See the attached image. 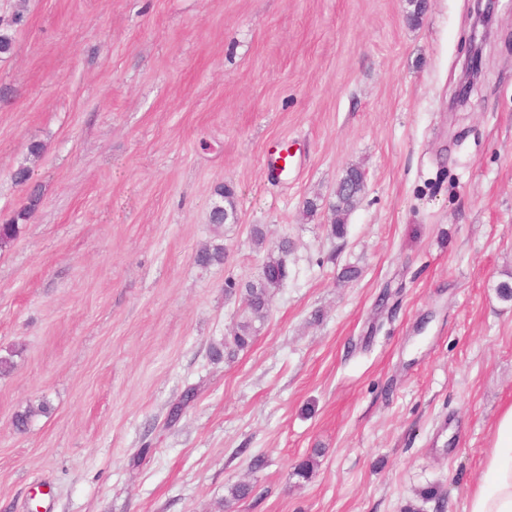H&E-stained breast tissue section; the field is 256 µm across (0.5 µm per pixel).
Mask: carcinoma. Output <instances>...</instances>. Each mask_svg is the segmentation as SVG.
I'll list each match as a JSON object with an SVG mask.
<instances>
[{"mask_svg":"<svg viewBox=\"0 0 512 512\" xmlns=\"http://www.w3.org/2000/svg\"><path fill=\"white\" fill-rule=\"evenodd\" d=\"M363 190V172L354 166L348 168L338 182L336 200L331 205L333 215L331 233L336 238L345 237L347 216L355 208ZM216 194L220 197V201L214 203L212 207L210 223L219 228L225 224L227 211L235 209V194L234 191L224 186L219 187ZM36 203L37 200H30L29 204L20 209L12 218L0 224V251L8 248L18 238L22 222L30 217ZM251 237L254 244L266 252L258 280L242 288L244 305L251 313V317L237 323L231 336L224 340V350L221 351L217 348L211 350V356L216 360L225 354L232 356L252 345L258 332L255 321L264 317L273 290L281 286L286 276L284 256L290 248L289 241L286 239L269 241L264 230L259 226L252 228ZM195 260L201 266L221 264L224 262V248L205 247L197 252ZM439 495L441 492L438 488H427L418 494L417 501L410 502L405 506V512H424L423 504Z\"/></svg>","mask_w":512,"mask_h":512,"instance_id":"carcinoma-1","label":"carcinoma"}]
</instances>
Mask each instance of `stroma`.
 <instances>
[{
    "label": "stroma",
    "mask_w": 512,
    "mask_h": 512,
    "mask_svg": "<svg viewBox=\"0 0 512 512\" xmlns=\"http://www.w3.org/2000/svg\"><path fill=\"white\" fill-rule=\"evenodd\" d=\"M473 8L0 0L22 17L0 54V223L40 197L0 251V512H401L431 486L425 512H467L512 405V0L454 109ZM256 225L290 240L288 278L216 361L265 260ZM206 245L223 263H196ZM364 173L358 167H349L338 182L336 200L331 206L333 221L331 233L338 239L344 238L347 216L355 208L364 190ZM337 187V188H338ZM216 194L220 197V201L215 202L214 206L212 207L210 223L218 229L226 224V218L228 221H232L233 223L236 221L235 212L231 214L229 213L227 215V209L228 211L235 210V194L233 190H229L224 186L219 187L216 191Z\"/></svg>",
    "instance_id": "stroma-1"
}]
</instances>
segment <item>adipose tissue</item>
<instances>
[{"label": "adipose tissue", "mask_w": 512, "mask_h": 512, "mask_svg": "<svg viewBox=\"0 0 512 512\" xmlns=\"http://www.w3.org/2000/svg\"><path fill=\"white\" fill-rule=\"evenodd\" d=\"M485 477L473 489L467 512H512V405L499 414Z\"/></svg>", "instance_id": "ef3b65f1"}]
</instances>
